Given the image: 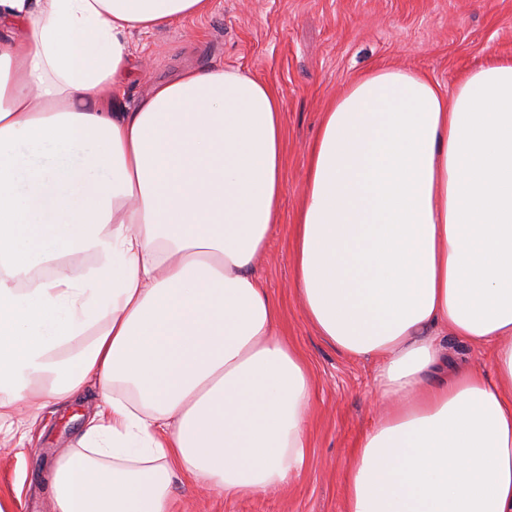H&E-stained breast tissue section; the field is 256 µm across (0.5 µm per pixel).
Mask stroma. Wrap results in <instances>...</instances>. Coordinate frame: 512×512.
<instances>
[{"label":"stroma","instance_id":"1","mask_svg":"<svg viewBox=\"0 0 512 512\" xmlns=\"http://www.w3.org/2000/svg\"><path fill=\"white\" fill-rule=\"evenodd\" d=\"M126 79L135 104L179 70L233 67L268 82L285 118V195L279 230L255 274L279 302L282 327L306 358L315 384L308 457L288 488L228 498L175 471L171 512H343L344 474L358 437L376 420L374 364L348 358L318 336L294 290L291 232L306 191L307 146L329 102L375 66L428 75L440 91L492 58H512V0H213L210 14L135 35ZM97 389L47 401L24 438L0 437V499L12 512H53L49 474L79 450L97 410Z\"/></svg>","mask_w":512,"mask_h":512}]
</instances>
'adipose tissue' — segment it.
I'll use <instances>...</instances> for the list:
<instances>
[{"label":"adipose tissue","instance_id":"adipose-tissue-1","mask_svg":"<svg viewBox=\"0 0 512 512\" xmlns=\"http://www.w3.org/2000/svg\"><path fill=\"white\" fill-rule=\"evenodd\" d=\"M212 0H0V432L88 382L55 512H170L305 465L312 377L254 274L285 193L281 103L189 68L125 108L133 34ZM293 235L308 321L376 363L344 512H512V60L451 94L379 66L328 105ZM91 267H84L85 259ZM494 348L445 373L444 340Z\"/></svg>","mask_w":512,"mask_h":512}]
</instances>
